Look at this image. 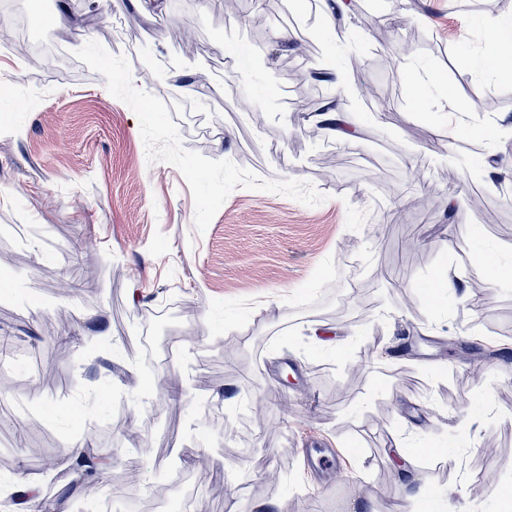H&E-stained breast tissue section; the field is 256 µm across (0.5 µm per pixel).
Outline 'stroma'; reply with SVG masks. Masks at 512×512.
<instances>
[{
  "mask_svg": "<svg viewBox=\"0 0 512 512\" xmlns=\"http://www.w3.org/2000/svg\"><path fill=\"white\" fill-rule=\"evenodd\" d=\"M55 2L7 0L53 34L43 69L0 28V512H167L186 482L194 512H504L512 279L487 268L512 264V82L457 57L500 0H345L309 41L321 0ZM235 44L259 57L248 76ZM317 70L374 88L345 104L351 137L320 128L336 87ZM413 70L451 96L417 105ZM452 97L473 129L450 142ZM148 313L173 316L149 355ZM313 439L340 451L334 476L304 469Z\"/></svg>",
  "mask_w": 512,
  "mask_h": 512,
  "instance_id": "obj_1",
  "label": "stroma"
}]
</instances>
